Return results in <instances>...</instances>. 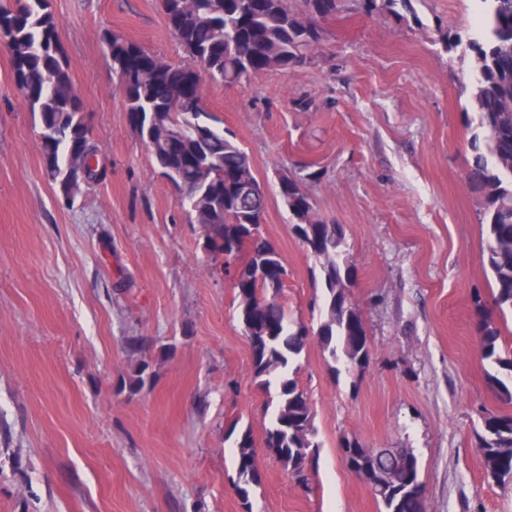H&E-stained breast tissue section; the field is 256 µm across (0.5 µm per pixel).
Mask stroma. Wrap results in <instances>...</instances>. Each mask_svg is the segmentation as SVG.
<instances>
[{
  "label": "stroma",
  "instance_id": "35a3bbf8",
  "mask_svg": "<svg viewBox=\"0 0 512 512\" xmlns=\"http://www.w3.org/2000/svg\"><path fill=\"white\" fill-rule=\"evenodd\" d=\"M51 6L107 179L70 200L57 192L0 45V512H241L226 431L262 442L267 397L232 282L130 127L104 36L187 57L160 0ZM483 11L482 0H411L409 12L368 15L346 0L302 65L202 81L206 108L267 185L262 230L288 270L289 317L318 327L320 288L282 175L343 226L371 346L352 376L310 342L295 378L320 444L311 486L260 452L253 512H382L344 465L345 438L413 449L427 512H512V484L488 481L475 450L483 417L512 415V403L490 384L473 316L493 279L483 200L467 183L472 55L444 48L450 34L476 38ZM142 360L150 382L123 391Z\"/></svg>",
  "mask_w": 512,
  "mask_h": 512
}]
</instances>
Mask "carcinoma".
<instances>
[{
	"label": "carcinoma",
	"mask_w": 512,
	"mask_h": 512,
	"mask_svg": "<svg viewBox=\"0 0 512 512\" xmlns=\"http://www.w3.org/2000/svg\"><path fill=\"white\" fill-rule=\"evenodd\" d=\"M482 40L473 41L475 74L472 107L480 133L468 185L483 197L487 246L483 262L494 281L491 304L475 302L481 356L501 375H489L499 396L512 402V346H500L493 319L512 313V0H487ZM168 28L189 57L170 64L119 33L107 38L110 60L123 76L120 89L128 122L146 145L159 172L184 190L181 205L197 224L206 225V248L223 269L244 272L263 266L260 280L240 276L235 284L238 317L250 340L253 374L272 395L274 411L264 429L263 447L307 484L306 471L319 443L307 393L290 367L310 341L361 373L370 361L362 317L355 305H344V291L355 281V268L345 252L344 231L319 217L297 177L279 178V195L296 224L293 229L319 259L323 290L321 321L315 332L288 317L280 296L286 266L263 236L266 197L257 210L240 201L246 186H259L248 154L224 134L221 121L204 107L198 69L216 82L238 84L269 71H287L303 63L319 40V22L339 18L344 0H162ZM59 21L49 0H22L16 6L0 0V43L9 51L16 89L38 114L39 148L47 177L57 178L81 161L84 182L101 183L99 146L87 138L83 107L73 85L58 39ZM149 363L138 364L120 390L140 391ZM236 448L235 488L252 512L251 497L262 484L257 448L250 429L232 426ZM345 454L371 455L391 475L390 490L376 499L383 512H421L424 493L418 460L410 448H365L348 438ZM476 451L485 477L512 482V415H489L476 432Z\"/></svg>",
	"instance_id": "obj_1"
}]
</instances>
